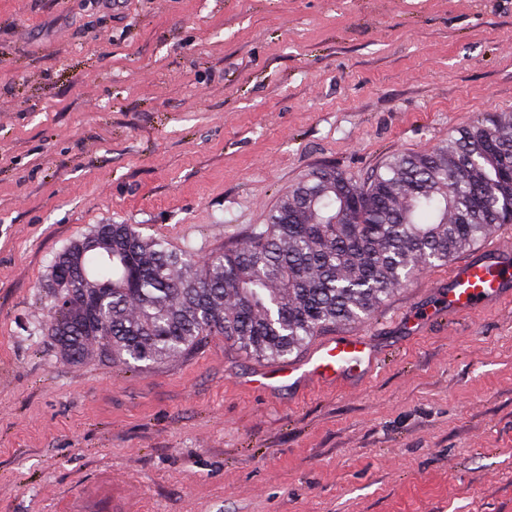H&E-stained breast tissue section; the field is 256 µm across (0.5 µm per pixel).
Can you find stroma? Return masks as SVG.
<instances>
[{
  "mask_svg": "<svg viewBox=\"0 0 512 512\" xmlns=\"http://www.w3.org/2000/svg\"><path fill=\"white\" fill-rule=\"evenodd\" d=\"M512 118V0H0V512H512V299L435 322L449 265L360 332L363 382L270 398L216 337L149 367L62 359L57 255L132 224L247 244L312 170L367 184L485 113ZM64 512H112V480L101 478L86 493L78 507H64Z\"/></svg>",
  "mask_w": 512,
  "mask_h": 512,
  "instance_id": "stroma-1",
  "label": "stroma"
}]
</instances>
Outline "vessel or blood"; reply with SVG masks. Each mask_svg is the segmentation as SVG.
Returning <instances> with one entry per match:
<instances>
[{
	"mask_svg": "<svg viewBox=\"0 0 512 512\" xmlns=\"http://www.w3.org/2000/svg\"><path fill=\"white\" fill-rule=\"evenodd\" d=\"M449 314H469L512 299V244L495 241L471 258L454 263L448 276ZM380 346L376 337L349 333L312 345L307 354L291 363L260 366L248 386L277 397L295 394L313 383L334 385L357 381L376 367ZM64 512H112V481L100 479L86 493L80 506Z\"/></svg>",
	"mask_w": 512,
	"mask_h": 512,
	"instance_id": "1",
	"label": "vessel or blood"
}]
</instances>
